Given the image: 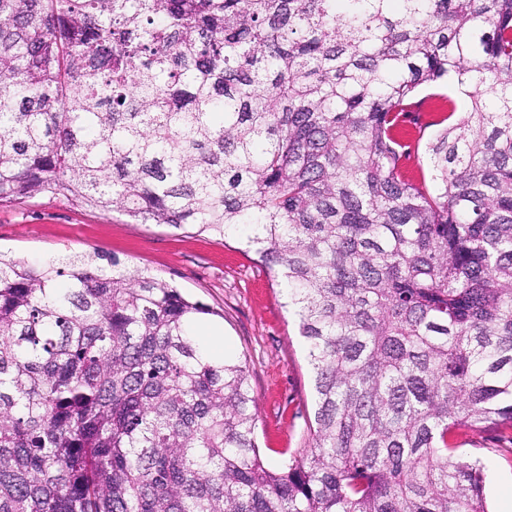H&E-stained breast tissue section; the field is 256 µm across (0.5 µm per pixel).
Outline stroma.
<instances>
[{"label":"stroma","instance_id":"obj_1","mask_svg":"<svg viewBox=\"0 0 512 512\" xmlns=\"http://www.w3.org/2000/svg\"><path fill=\"white\" fill-rule=\"evenodd\" d=\"M423 123L404 125V164L410 177L429 176L425 147L440 113L429 90L418 95ZM0 252L41 265L68 255L116 258L131 270L174 282L213 308L206 323L223 332L228 357L246 362L257 403L256 437L266 463L311 444L313 381L297 319L284 289L257 256L244 251L237 234L197 235L155 224H132L61 197L39 195L0 204ZM456 456L479 460L489 512H512V426L491 431L461 428L448 437Z\"/></svg>","mask_w":512,"mask_h":512}]
</instances>
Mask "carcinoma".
<instances>
[{
	"label": "carcinoma",
	"mask_w": 512,
	"mask_h": 512,
	"mask_svg": "<svg viewBox=\"0 0 512 512\" xmlns=\"http://www.w3.org/2000/svg\"><path fill=\"white\" fill-rule=\"evenodd\" d=\"M450 72L414 181L400 119ZM41 194L240 231L312 446L264 462L165 279L0 256V512H487L448 434L512 424V0H0V203Z\"/></svg>",
	"instance_id": "cac0c4a2"
}]
</instances>
